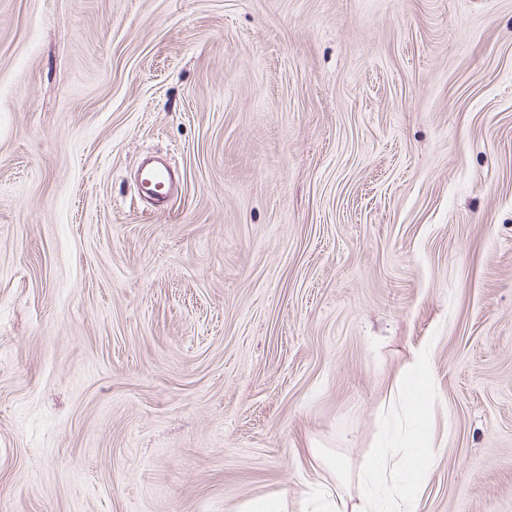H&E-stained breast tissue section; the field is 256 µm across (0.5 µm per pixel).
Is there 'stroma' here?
<instances>
[{"label":"stroma","instance_id":"1","mask_svg":"<svg viewBox=\"0 0 512 512\" xmlns=\"http://www.w3.org/2000/svg\"><path fill=\"white\" fill-rule=\"evenodd\" d=\"M422 350L512 512V0H0V512H304ZM141 166V194L156 207H167L172 200L177 182L176 174L168 160L162 156H148ZM236 512H287V500L282 495H272L240 502Z\"/></svg>","mask_w":512,"mask_h":512}]
</instances>
